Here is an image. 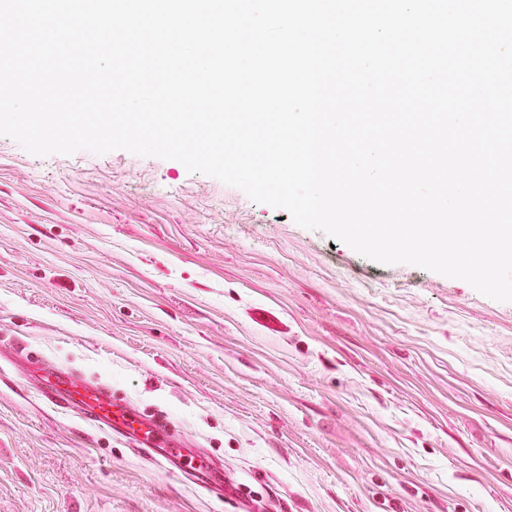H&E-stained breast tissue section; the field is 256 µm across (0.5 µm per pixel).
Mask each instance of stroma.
I'll return each mask as SVG.
<instances>
[{
    "mask_svg": "<svg viewBox=\"0 0 512 512\" xmlns=\"http://www.w3.org/2000/svg\"><path fill=\"white\" fill-rule=\"evenodd\" d=\"M26 353L222 475L47 402ZM0 512H512V302L174 160L0 135Z\"/></svg>",
    "mask_w": 512,
    "mask_h": 512,
    "instance_id": "1",
    "label": "stroma"
}]
</instances>
